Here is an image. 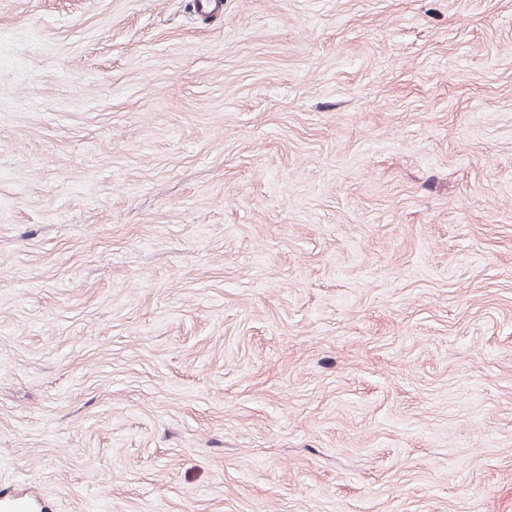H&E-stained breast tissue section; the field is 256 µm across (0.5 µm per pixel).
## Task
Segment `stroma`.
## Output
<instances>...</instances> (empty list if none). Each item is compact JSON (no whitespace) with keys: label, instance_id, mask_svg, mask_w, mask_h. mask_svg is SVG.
Instances as JSON below:
<instances>
[{"label":"stroma","instance_id":"35a3bbf8","mask_svg":"<svg viewBox=\"0 0 512 512\" xmlns=\"http://www.w3.org/2000/svg\"><path fill=\"white\" fill-rule=\"evenodd\" d=\"M0 0V488L43 512H512V0Z\"/></svg>","mask_w":512,"mask_h":512}]
</instances>
